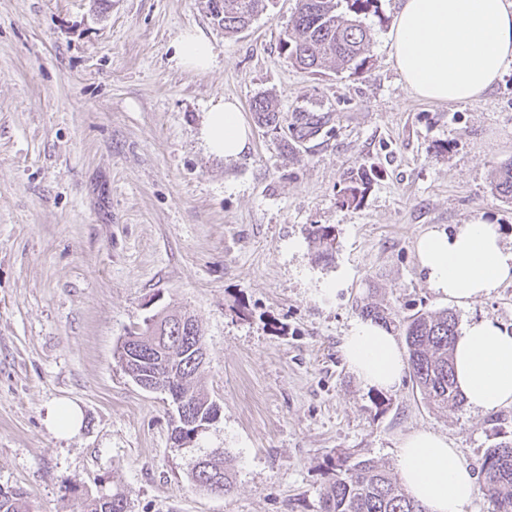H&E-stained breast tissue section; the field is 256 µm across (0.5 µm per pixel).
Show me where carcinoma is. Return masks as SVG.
Listing matches in <instances>:
<instances>
[{
  "instance_id": "obj_1",
  "label": "carcinoma",
  "mask_w": 512,
  "mask_h": 512,
  "mask_svg": "<svg viewBox=\"0 0 512 512\" xmlns=\"http://www.w3.org/2000/svg\"><path fill=\"white\" fill-rule=\"evenodd\" d=\"M269 0H209L211 14L224 24V32L238 33L249 26ZM381 0H297L288 28L280 38L284 59L291 65L318 73L331 62L338 71L364 73L370 37L362 17L379 13ZM259 126L276 133L280 119L266 97L251 104ZM495 191L512 200V161L496 166ZM375 174L359 167L342 180L341 204L357 208L370 189ZM311 235L322 245L320 256L329 258L336 235L329 226L315 225ZM363 318L385 327H394L404 336L410 356L412 379L431 405L460 407L464 399L454 381L453 349L458 336L457 317L444 309L418 311L399 320L395 313L376 303L361 306ZM184 312H170L158 320L149 319L135 333L143 345L164 336L162 366L128 358L124 347L117 350L118 361L133 378L142 377L159 387L176 382L180 393L188 395L192 425L171 428L173 444L182 446L196 437V428L206 427L217 417L219 407L202 393L196 379L202 371L197 363V343L204 342L198 323L181 324ZM193 482L212 493H227L232 480L224 468V456L211 453L192 468ZM480 488L495 505L496 512H512V442H500L488 449L480 470ZM0 512H30L26 493L0 487ZM79 512H127V501L118 492L101 494L83 502ZM321 512H427L402 487L399 479L374 460L341 453L328 465L327 480L321 492Z\"/></svg>"
}]
</instances>
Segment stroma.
Segmentation results:
<instances>
[{
	"instance_id": "35a3bbf8",
	"label": "stroma",
	"mask_w": 512,
	"mask_h": 512,
	"mask_svg": "<svg viewBox=\"0 0 512 512\" xmlns=\"http://www.w3.org/2000/svg\"><path fill=\"white\" fill-rule=\"evenodd\" d=\"M294 5L271 0L228 35L208 0H0V487L23 490L30 512H76L112 491L128 512H320L340 452L392 470L400 440L426 428L475 472L512 441V407L494 425L438 409L408 374L367 390L341 353L371 300L512 332V280L460 307L428 287L416 256L426 230L478 218L512 247V203L494 190L496 165L512 160V69L472 102L414 95L389 54L399 0H381L364 18L365 72L313 75L280 50ZM189 29L210 40L212 69L176 66ZM259 96L280 133L255 121ZM227 98L251 131L228 161L199 138ZM299 113L322 129L293 132ZM360 165L374 183L343 207V176ZM315 224L335 229L330 260ZM167 309L198 320L201 385L220 407L179 448L167 396L116 358ZM59 400L82 412L74 437L45 424ZM217 450L233 481L221 496L190 475Z\"/></svg>"
}]
</instances>
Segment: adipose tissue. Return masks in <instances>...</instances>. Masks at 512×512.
<instances>
[{"instance_id":"ef3b65f1","label":"adipose tissue","mask_w":512,"mask_h":512,"mask_svg":"<svg viewBox=\"0 0 512 512\" xmlns=\"http://www.w3.org/2000/svg\"><path fill=\"white\" fill-rule=\"evenodd\" d=\"M389 41L393 64L414 94L444 103L474 101L512 68V0H400ZM175 59L183 68L204 71L214 54L209 41L190 29L181 34ZM199 137L210 154L239 158L250 131L238 103L212 107ZM416 252L429 288L462 306L512 279V247L503 244L497 225L481 220L451 232L429 230ZM341 353L367 389H395L406 369L396 336L369 320L352 324ZM453 357L457 385L472 410L512 406V333L489 319L470 322ZM396 464L401 484L428 512H466L479 492L471 470L434 431L406 435Z\"/></svg>"}]
</instances>
